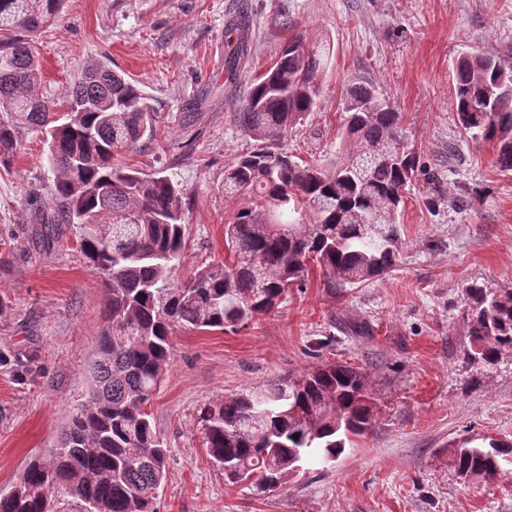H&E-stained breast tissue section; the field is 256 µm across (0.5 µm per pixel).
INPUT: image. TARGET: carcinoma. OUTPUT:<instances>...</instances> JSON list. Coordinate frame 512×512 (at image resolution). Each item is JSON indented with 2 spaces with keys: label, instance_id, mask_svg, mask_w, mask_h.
<instances>
[{
  "label": "carcinoma",
  "instance_id": "obj_1",
  "mask_svg": "<svg viewBox=\"0 0 512 512\" xmlns=\"http://www.w3.org/2000/svg\"><path fill=\"white\" fill-rule=\"evenodd\" d=\"M66 0H0V163L16 153L17 131L45 136L59 203L54 223L80 229L81 250L100 279L103 326L85 400L70 413L47 460H31L0 496V512H50L63 492L86 512H157L169 449L151 420L178 331H235L274 311L290 288H304L311 266L330 286H355L394 270L398 222L419 157L400 113L377 90L346 91L336 153L306 162L279 140L321 103L331 44L296 35L252 84L235 123L253 145L224 170V195L243 200L224 225L230 265L197 269L175 281L185 261L183 192L164 176L126 171L114 156L152 135L155 111L136 84L102 60L87 65L57 103L40 92L36 35ZM229 51L233 78L248 50L246 23ZM458 124L497 148L495 166L512 172V61L462 53L453 66ZM386 214L368 237L372 213ZM473 357L494 365L512 355V288H465ZM364 373L322 361L299 376L205 404L198 428L211 462L230 485L275 492L292 466L328 462L375 424ZM512 445L467 440L451 449L457 473L493 479Z\"/></svg>",
  "mask_w": 512,
  "mask_h": 512
}]
</instances>
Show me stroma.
Returning a JSON list of instances; mask_svg holds the SVG:
<instances>
[{
	"mask_svg": "<svg viewBox=\"0 0 512 512\" xmlns=\"http://www.w3.org/2000/svg\"><path fill=\"white\" fill-rule=\"evenodd\" d=\"M247 15L250 51L225 80L229 30ZM329 40L320 107L285 133L289 152L334 154L349 84L373 85L402 117L421 170L399 221L401 261L389 274L331 288L313 269L271 314L224 333H176L173 362L150 412L170 450L158 512H512V465L468 482L450 449L469 438L512 443V356L471 360L464 288H512V174L492 142L456 122L453 64L471 51L512 59V0H67L36 39L43 94L59 99L84 64L113 70L152 96L156 135L117 162L159 172L184 189L186 280L229 261L224 224L236 207L224 169L250 146L233 121L255 77L298 33ZM0 165V494L27 463L48 456L85 397L102 327L103 290L76 230L45 247L35 229L58 203L41 134L17 133ZM476 188L466 206L454 201ZM365 372L378 406L372 430L335 462L304 464L285 489L228 486L197 428L198 408L297 376L317 357Z\"/></svg>",
	"mask_w": 512,
	"mask_h": 512,
	"instance_id": "35a3bbf8",
	"label": "stroma"
}]
</instances>
